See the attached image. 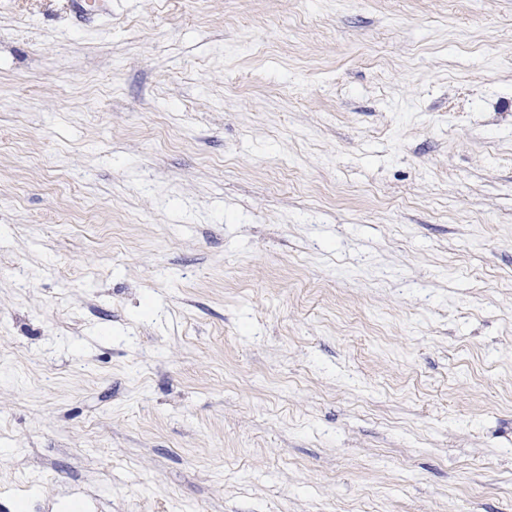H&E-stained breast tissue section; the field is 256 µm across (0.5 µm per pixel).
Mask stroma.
I'll use <instances>...</instances> for the list:
<instances>
[{
	"instance_id": "stroma-1",
	"label": "stroma",
	"mask_w": 512,
	"mask_h": 512,
	"mask_svg": "<svg viewBox=\"0 0 512 512\" xmlns=\"http://www.w3.org/2000/svg\"><path fill=\"white\" fill-rule=\"evenodd\" d=\"M0 0V512H512V0Z\"/></svg>"
}]
</instances>
